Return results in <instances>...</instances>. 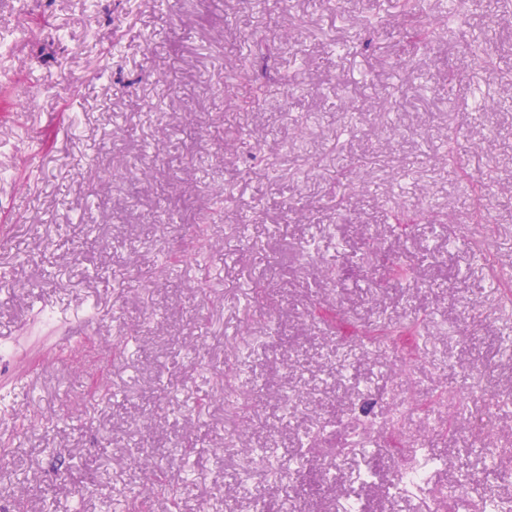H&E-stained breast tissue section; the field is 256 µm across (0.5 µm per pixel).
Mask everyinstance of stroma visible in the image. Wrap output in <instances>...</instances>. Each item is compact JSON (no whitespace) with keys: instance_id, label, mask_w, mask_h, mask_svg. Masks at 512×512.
<instances>
[{"instance_id":"1","label":"stroma","mask_w":512,"mask_h":512,"mask_svg":"<svg viewBox=\"0 0 512 512\" xmlns=\"http://www.w3.org/2000/svg\"><path fill=\"white\" fill-rule=\"evenodd\" d=\"M414 4L0 0V512H106L184 470L179 512H421L391 480L427 439L449 462L433 484L489 465L468 496H512L507 318L473 256L512 269V15ZM425 22L442 35L418 49ZM340 170L365 185L341 205ZM199 232L203 287L169 262ZM316 302L426 343L365 345ZM228 369L255 400L243 437ZM478 371L491 397L460 417ZM366 391L375 453L337 455ZM252 448L276 449L279 481L243 482Z\"/></svg>"}]
</instances>
